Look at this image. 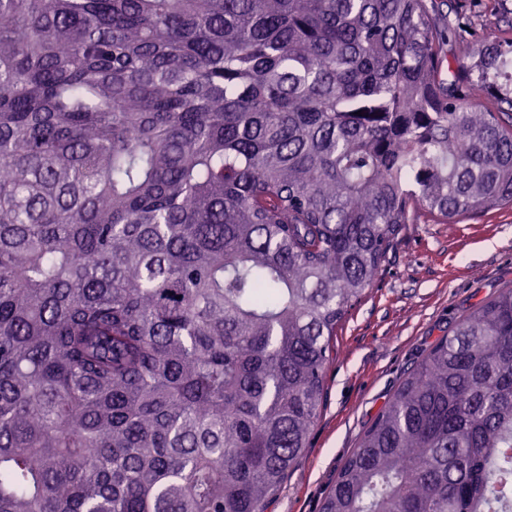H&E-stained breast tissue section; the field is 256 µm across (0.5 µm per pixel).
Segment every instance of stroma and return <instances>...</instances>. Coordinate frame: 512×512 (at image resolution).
Here are the masks:
<instances>
[{
  "label": "stroma",
  "mask_w": 512,
  "mask_h": 512,
  "mask_svg": "<svg viewBox=\"0 0 512 512\" xmlns=\"http://www.w3.org/2000/svg\"><path fill=\"white\" fill-rule=\"evenodd\" d=\"M439 11L467 23L476 42L512 31V0H441ZM510 287L511 207L454 224L419 213L338 326L310 445L268 512H321L344 462L435 339Z\"/></svg>",
  "instance_id": "1"
}]
</instances>
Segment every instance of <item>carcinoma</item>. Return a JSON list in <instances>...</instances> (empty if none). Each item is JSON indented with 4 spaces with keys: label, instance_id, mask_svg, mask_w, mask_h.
I'll use <instances>...</instances> for the list:
<instances>
[{
    "label": "carcinoma",
    "instance_id": "1",
    "mask_svg": "<svg viewBox=\"0 0 512 512\" xmlns=\"http://www.w3.org/2000/svg\"><path fill=\"white\" fill-rule=\"evenodd\" d=\"M2 166L0 512H266L416 211L512 207V40L428 0H0ZM511 505L510 288L321 512Z\"/></svg>",
    "mask_w": 512,
    "mask_h": 512
}]
</instances>
